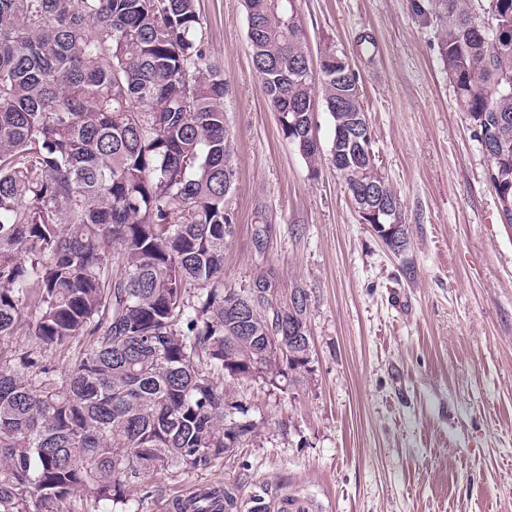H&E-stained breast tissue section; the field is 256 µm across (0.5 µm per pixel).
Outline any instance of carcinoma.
Wrapping results in <instances>:
<instances>
[{"label": "carcinoma", "instance_id": "obj_1", "mask_svg": "<svg viewBox=\"0 0 512 512\" xmlns=\"http://www.w3.org/2000/svg\"><path fill=\"white\" fill-rule=\"evenodd\" d=\"M198 0H0V337L24 311L40 349L76 346L63 376L40 351L0 365V512H65L80 491L109 507L164 462L197 469L255 425L212 371L283 375L264 330L306 325L299 298L268 316L224 286L236 166L224 119L229 81L210 62ZM297 0H246L248 41L280 131L314 172L329 113V160L345 187L369 182L402 216L372 148L359 75L313 71ZM441 31L439 53L489 168L512 185V0H410ZM195 289V299L186 298ZM286 360L307 368L310 336ZM220 512L202 491L176 512Z\"/></svg>", "mask_w": 512, "mask_h": 512}]
</instances>
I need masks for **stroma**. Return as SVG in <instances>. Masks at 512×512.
Instances as JSON below:
<instances>
[{
	"label": "stroma",
	"instance_id": "1",
	"mask_svg": "<svg viewBox=\"0 0 512 512\" xmlns=\"http://www.w3.org/2000/svg\"><path fill=\"white\" fill-rule=\"evenodd\" d=\"M312 57L359 74L378 168L409 239L395 254L362 223L330 166L283 138L252 64L244 0H199L229 79L237 180L224 283L304 296L309 364L291 378L213 380L255 430L204 467L157 466L118 512H170L176 495L233 488L238 512L300 499L309 512H512V225L455 101L436 28L410 0H297ZM376 43L364 51L360 38Z\"/></svg>",
	"mask_w": 512,
	"mask_h": 512
}]
</instances>
